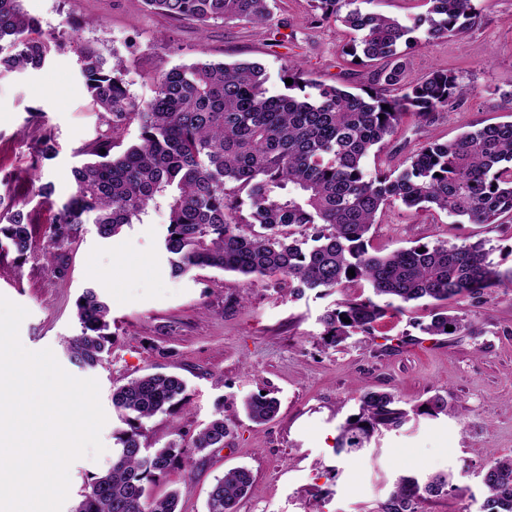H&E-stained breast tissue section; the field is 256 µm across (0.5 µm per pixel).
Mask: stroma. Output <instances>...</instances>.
Listing matches in <instances>:
<instances>
[{"instance_id":"1","label":"stroma","mask_w":512,"mask_h":512,"mask_svg":"<svg viewBox=\"0 0 512 512\" xmlns=\"http://www.w3.org/2000/svg\"><path fill=\"white\" fill-rule=\"evenodd\" d=\"M47 33L77 35L104 54L121 56L130 93L153 95L155 80L196 61H257L271 90L283 88L288 62L306 78L356 92L371 83L373 67L342 54L350 35L340 23H313L312 0H272V28L235 20L207 31L147 10L142 0H25ZM477 17L462 33L406 55L416 79L441 70L462 89L431 125L405 119L382 157L403 161L428 136L449 140L493 122H512V0H474ZM97 25H90V18ZM101 116L91 105L77 56L64 46L41 69L0 71V195L28 216L33 248L25 261L0 248V294L27 309L19 337L31 351L51 349L76 335L75 302L94 289L110 307L115 342L101 366L64 369L99 383L107 421L103 452L74 461L69 500L90 475L112 463L113 432L121 427L112 390L147 372L179 375L189 403L179 420L187 434L223 408L234 438L224 448L195 457L190 470L173 468L153 485L152 495L178 490L182 512H206L216 477L235 467L252 470L255 482L239 512H375L403 474L447 472L453 491L424 504L423 512H479L481 472L490 455H512V294L494 292L484 304L452 302L448 311L466 316L473 333L429 336L410 316L387 314L372 338L355 336L335 348L320 341V315L343 299L308 291L299 299L282 291L278 278L249 281L212 269L185 276L170 272L162 246L168 225L165 205L149 208L141 222L114 238H101L86 224L66 245L67 269L59 274L45 259L50 222L75 194L70 169L75 153L97 140ZM51 145L42 154L43 145ZM485 240L491 260L512 268V222L453 224L443 213L387 209L371 238L388 253L416 243ZM280 402L276 418L250 422L243 400L259 391ZM368 390L389 391L414 404L447 396L453 411L421 416L383 432L370 448L346 458L333 451L337 426L357 410Z\"/></svg>"}]
</instances>
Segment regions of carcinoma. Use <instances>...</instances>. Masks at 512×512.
Returning <instances> with one entry per match:
<instances>
[{
	"label": "carcinoma",
	"mask_w": 512,
	"mask_h": 512,
	"mask_svg": "<svg viewBox=\"0 0 512 512\" xmlns=\"http://www.w3.org/2000/svg\"><path fill=\"white\" fill-rule=\"evenodd\" d=\"M23 2L0 0V43L10 47L0 56L5 71L38 70L62 48ZM143 2L203 31L226 20L264 26L272 17L269 0ZM371 2L314 0L320 17L353 34L344 55L380 65L376 86L360 93L305 80L297 64L287 68L293 84L277 93L256 62L199 61L160 75L154 96L141 102L129 92L120 57L72 40L91 105L106 129L79 150L88 160L71 168L77 191L57 209L53 244L73 241L89 220L100 237L111 239L162 202L169 215L163 246L175 276L204 268L256 280L278 276L298 297L319 288L352 289L319 318L326 347L373 336L387 313L406 314L416 305L431 307L428 321H414L422 332H469L465 317L448 313V301L479 306L492 292L512 291V270L503 272L490 260L484 241L448 240L382 253L369 250V234L392 205L414 213L439 210L457 223L511 219L512 122L485 125L451 141L431 137L399 167L367 176L364 160L380 157L406 115L425 125L461 92L457 77L446 71L408 79L404 49L460 34L474 19L472 0H427L425 13L405 21L360 8ZM390 89L402 94L389 97ZM134 121L138 142L113 153L118 135ZM2 238L16 259L27 257L32 233L22 211L0 214ZM75 317L79 333L63 341L66 357L93 369L112 344L110 308L87 289L76 301ZM187 401L186 382L175 374L148 372L114 388L112 406L127 428L115 432L112 465L87 481L70 512H180L177 491L153 496L150 485L174 465H187L233 437L221 409L191 444L172 441L149 450L145 424L157 415L172 416ZM279 407L268 392L243 402L257 425L272 421ZM450 411L440 394L408 408L391 392L367 391L358 412L338 425L334 453H358L375 434L413 416ZM253 482L246 467L215 478L206 512H238ZM449 484L444 472L401 475L376 512H421L423 503L448 494ZM482 484L480 512H512V456H492Z\"/></svg>",
	"instance_id": "1"
}]
</instances>
